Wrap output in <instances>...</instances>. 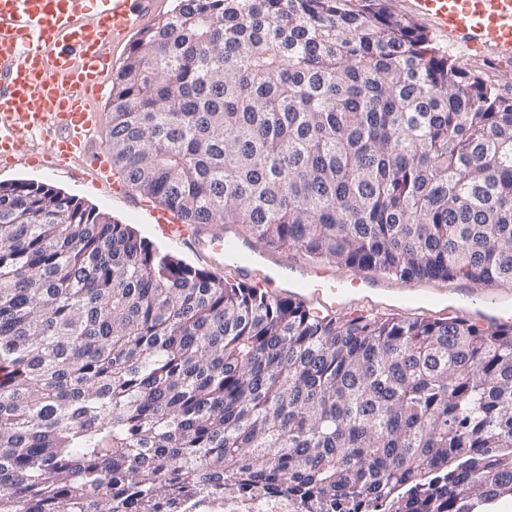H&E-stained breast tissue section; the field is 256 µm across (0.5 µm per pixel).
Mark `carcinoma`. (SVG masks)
Returning <instances> with one entry per match:
<instances>
[{"instance_id": "obj_1", "label": "carcinoma", "mask_w": 512, "mask_h": 512, "mask_svg": "<svg viewBox=\"0 0 512 512\" xmlns=\"http://www.w3.org/2000/svg\"><path fill=\"white\" fill-rule=\"evenodd\" d=\"M112 173L186 224L400 280L512 282V97L380 0H176ZM512 326L319 315L0 185V512H485Z\"/></svg>"}]
</instances>
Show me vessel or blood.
<instances>
[{
  "mask_svg": "<svg viewBox=\"0 0 512 512\" xmlns=\"http://www.w3.org/2000/svg\"><path fill=\"white\" fill-rule=\"evenodd\" d=\"M155 0H0V161L19 157L27 138L46 141L47 160H84L106 177L110 164L91 132L103 78L113 69L108 43L127 35ZM415 14L457 46L494 59H512V0H412ZM89 21H81L85 10ZM169 240L208 253L215 266L232 260L240 280L260 274L272 295L315 301L329 311L369 291L387 299L396 286L381 273L347 280L301 258L284 259L232 226L186 224L170 210L155 212Z\"/></svg>",
  "mask_w": 512,
  "mask_h": 512,
  "instance_id": "vessel-or-blood-1",
  "label": "vessel or blood"
}]
</instances>
